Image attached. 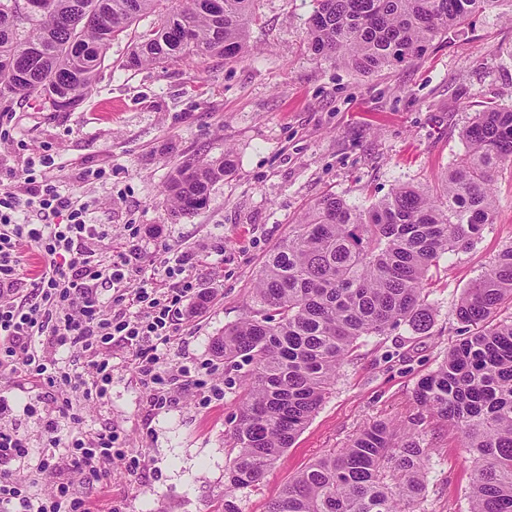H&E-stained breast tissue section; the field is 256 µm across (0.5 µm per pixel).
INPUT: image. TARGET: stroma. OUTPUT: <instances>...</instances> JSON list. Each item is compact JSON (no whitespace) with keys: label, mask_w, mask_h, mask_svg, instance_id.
Wrapping results in <instances>:
<instances>
[{"label":"stroma","mask_w":512,"mask_h":512,"mask_svg":"<svg viewBox=\"0 0 512 512\" xmlns=\"http://www.w3.org/2000/svg\"><path fill=\"white\" fill-rule=\"evenodd\" d=\"M245 57L208 56L135 69L122 67L133 35L114 40L93 92L75 110L0 97V185L25 191L41 156L55 159L62 195L89 201V221L112 229L100 254L136 256L143 275L153 257L197 252L190 271L205 304L184 315L171 345L174 363L210 367L224 398L202 406L192 383L172 385L173 401L151 406L150 390L122 344H113L106 402L71 395L78 420L62 419L57 458L72 438L110 428L117 447L137 457L131 472L75 477L91 512H266L268 501L305 467L343 448L370 422L417 424L428 450L425 512H469L471 468L463 436L414 400L418 380L467 334L455 316L464 291L512 246V171L496 176L492 224L471 247L444 254L429 273L433 320L426 333L408 325L361 338L318 412L292 448L252 489L228 490L224 469L235 455L232 427L245 398L243 368L211 349L239 321L266 254L292 224L329 195L367 207L401 184L428 189L466 150L462 131L487 105L512 106V0L437 37L413 62L362 76L311 54L305 32L312 0H257ZM226 158L231 170L213 185L205 208L175 215L165 185L194 160ZM103 178H94V171ZM140 228L129 238L125 225ZM45 390L38 379L0 371L9 405L0 427L17 428L30 458L9 466L46 494L48 473L35 465L47 446L42 413H29Z\"/></svg>","instance_id":"35a3bbf8"}]
</instances>
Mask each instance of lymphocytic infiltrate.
<instances>
[{
    "label": "lymphocytic infiltrate",
    "instance_id": "1",
    "mask_svg": "<svg viewBox=\"0 0 512 512\" xmlns=\"http://www.w3.org/2000/svg\"><path fill=\"white\" fill-rule=\"evenodd\" d=\"M88 203L62 197L52 176L33 182L25 194L0 190V369L30 374L43 380L50 403L45 432L56 444L59 421L73 408L67 390L84 388L106 400L112 384L108 347L123 342L137 370L150 387V402H170L173 374L189 376L187 366L172 368L158 352L176 336V319L195 294L187 276L197 262L185 251L165 265L163 279L144 278L130 285L125 273L128 258L103 262L97 246L107 238L105 225L89 223ZM33 245L43 268L32 283L21 272L20 244ZM114 291L111 310H104L100 291ZM69 347L83 354V372L61 370L47 358L49 350ZM116 435L104 430L77 437L70 443L74 469L92 477L115 465L137 468L115 447ZM29 444L16 429L0 428V512H89L72 483L58 477L46 498L17 485L6 463L24 461Z\"/></svg>",
    "mask_w": 512,
    "mask_h": 512
}]
</instances>
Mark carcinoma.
Instances as JSON below:
<instances>
[{
  "instance_id": "carcinoma-1",
  "label": "carcinoma",
  "mask_w": 512,
  "mask_h": 512,
  "mask_svg": "<svg viewBox=\"0 0 512 512\" xmlns=\"http://www.w3.org/2000/svg\"><path fill=\"white\" fill-rule=\"evenodd\" d=\"M36 17L0 0V97L37 96L69 112L92 92L112 41L151 14L123 66L248 53L255 0H50ZM500 0H314L309 50L360 75L424 54L442 32ZM466 151L430 194L401 184L366 209L329 196L308 209L266 257L252 304L212 352L241 360L247 396L225 468L228 488L256 487L315 415L364 336L431 323L425 285L441 255L470 247L496 207L494 176L512 168V107L487 106L462 131ZM224 159L178 168L166 184L179 215L203 208ZM512 247L455 306L468 335L417 384L428 413L460 429L472 471L469 512H512ZM429 457L419 434L384 421L302 470L266 512H424Z\"/></svg>"
}]
</instances>
